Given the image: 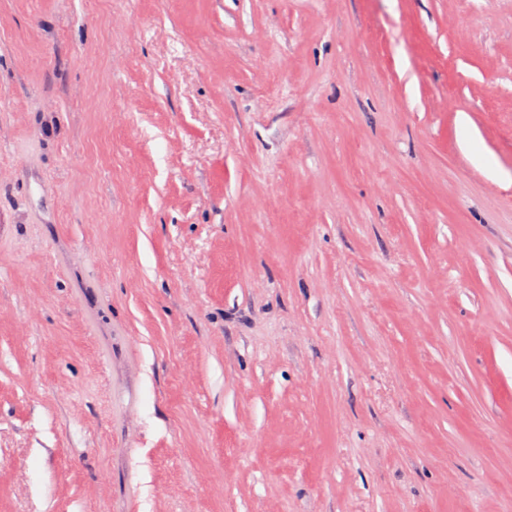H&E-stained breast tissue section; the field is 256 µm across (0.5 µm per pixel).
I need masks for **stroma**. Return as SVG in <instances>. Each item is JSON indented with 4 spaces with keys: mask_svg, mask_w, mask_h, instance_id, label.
<instances>
[{
    "mask_svg": "<svg viewBox=\"0 0 512 512\" xmlns=\"http://www.w3.org/2000/svg\"><path fill=\"white\" fill-rule=\"evenodd\" d=\"M0 512H512V0H0Z\"/></svg>",
    "mask_w": 512,
    "mask_h": 512,
    "instance_id": "1",
    "label": "stroma"
}]
</instances>
